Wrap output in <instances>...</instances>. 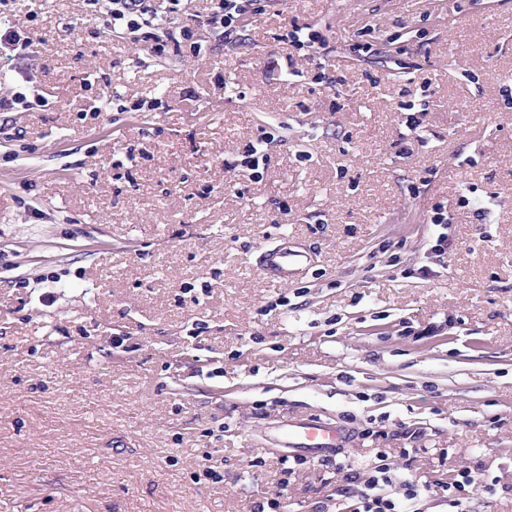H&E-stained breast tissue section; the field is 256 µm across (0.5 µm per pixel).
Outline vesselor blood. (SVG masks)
<instances>
[{
  "instance_id": "1",
  "label": "vessel or blood",
  "mask_w": 512,
  "mask_h": 512,
  "mask_svg": "<svg viewBox=\"0 0 512 512\" xmlns=\"http://www.w3.org/2000/svg\"><path fill=\"white\" fill-rule=\"evenodd\" d=\"M308 261L307 254L280 237L277 244L261 254L260 267L272 280L289 283L300 276ZM279 440L284 447L316 455L334 453L344 447L348 434L344 427L329 419L309 417L288 422L279 428Z\"/></svg>"
}]
</instances>
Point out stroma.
Instances as JSON below:
<instances>
[{
	"mask_svg": "<svg viewBox=\"0 0 512 512\" xmlns=\"http://www.w3.org/2000/svg\"><path fill=\"white\" fill-rule=\"evenodd\" d=\"M180 7L165 59L88 0H0L35 50L0 58L25 96L0 112V512H335L345 473H285L272 441L299 415L350 427L360 477L385 452L419 512L462 468L499 480L464 512H512V0H283L229 53L210 0ZM305 23L327 46L295 77ZM284 235L313 257L288 285L257 264Z\"/></svg>",
	"mask_w": 512,
	"mask_h": 512,
	"instance_id": "35a3bbf8",
	"label": "stroma"
}]
</instances>
